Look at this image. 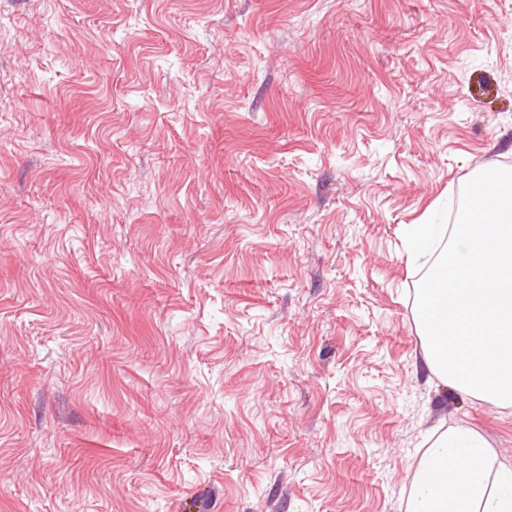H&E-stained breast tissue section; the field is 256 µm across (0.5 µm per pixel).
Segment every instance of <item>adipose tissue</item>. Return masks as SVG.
Wrapping results in <instances>:
<instances>
[{
	"label": "adipose tissue",
	"instance_id": "1",
	"mask_svg": "<svg viewBox=\"0 0 512 512\" xmlns=\"http://www.w3.org/2000/svg\"><path fill=\"white\" fill-rule=\"evenodd\" d=\"M407 512H512V469L475 430L448 428L417 464Z\"/></svg>",
	"mask_w": 512,
	"mask_h": 512
}]
</instances>
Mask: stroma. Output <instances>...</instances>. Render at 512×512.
I'll return each instance as SVG.
<instances>
[{
	"label": "stroma",
	"instance_id": "stroma-1",
	"mask_svg": "<svg viewBox=\"0 0 512 512\" xmlns=\"http://www.w3.org/2000/svg\"><path fill=\"white\" fill-rule=\"evenodd\" d=\"M512 170V0H0V512H406L512 407L417 366L407 225Z\"/></svg>",
	"mask_w": 512,
	"mask_h": 512
}]
</instances>
